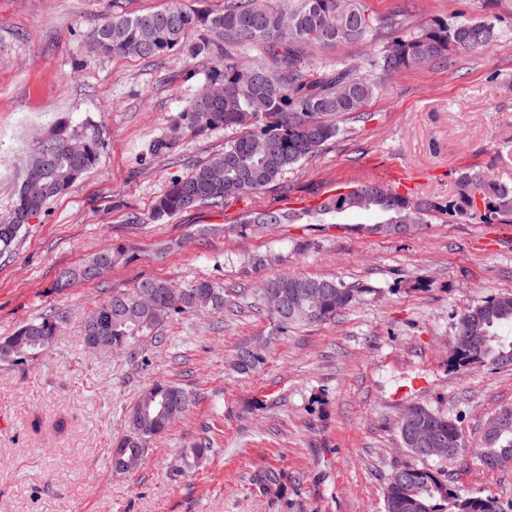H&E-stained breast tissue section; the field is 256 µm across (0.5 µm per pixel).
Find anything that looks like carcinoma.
<instances>
[{
    "mask_svg": "<svg viewBox=\"0 0 512 512\" xmlns=\"http://www.w3.org/2000/svg\"><path fill=\"white\" fill-rule=\"evenodd\" d=\"M380 21L371 16L364 0H224L214 12L202 0L186 6L172 0L166 8L138 15L115 13L90 35L91 45L107 56L151 58L181 45L193 31L205 30L224 43V59L212 84L223 88L213 99L199 94L178 116V127L195 136L224 127L239 134L225 143L224 151L197 164L171 181L157 197L149 220L162 221L188 209L219 207L235 195L252 194L277 181L288 170L315 155L341 132L346 117L361 120L362 108L376 94L383 77L402 69L449 61L451 52L488 48L500 37L489 19L463 18L453 24L435 23L417 33L394 37L369 70L349 64L318 72L311 55L322 47L355 42L373 35ZM261 49L274 61H242ZM80 143L81 151L69 146ZM104 148L99 130L87 124L77 130L59 123L28 158L26 173L8 215L0 218V254L11 250L27 218L65 195L96 168ZM442 211L459 219L483 223H512V177L491 178L474 169L461 171L457 195L441 206H422L377 183L350 187L328 196L317 215L366 211L380 217L359 226L366 232L403 234L428 223L429 212ZM310 212L267 211L251 215L246 223L272 229L296 224ZM133 259L127 247L114 243L75 267L62 272L55 290L103 279L113 267ZM368 288L335 279L282 274L261 284L259 297L276 293L279 305L267 307L276 330L322 324L356 302ZM224 286L197 279L182 288L169 281L146 278L126 289H114L85 317V336H106L115 354L132 351L143 339L160 341L159 329L183 315L224 312ZM63 316L49 309L0 338V363L17 364L46 353L61 331ZM468 331H458L454 359L464 366L512 365V341L499 329L512 324V294L488 298L461 318ZM266 344L240 348L232 360L239 374H251L264 364ZM192 398L175 383L156 380L142 389L125 415V430L112 450V469L130 473L140 467L148 445L166 433L189 410ZM416 425L431 431L461 455L466 445L456 422L424 405L409 408ZM496 414L509 426H486L474 449L480 465L499 470L512 465V407ZM399 435L407 452L419 461L430 459L416 443L405 419ZM207 437L180 449L187 469L200 466L212 452ZM384 512H502L491 496H463L448 487L440 473L426 466L404 464L394 469L384 489Z\"/></svg>",
    "mask_w": 512,
    "mask_h": 512,
    "instance_id": "carcinoma-1",
    "label": "carcinoma"
}]
</instances>
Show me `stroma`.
Here are the masks:
<instances>
[{
    "mask_svg": "<svg viewBox=\"0 0 512 512\" xmlns=\"http://www.w3.org/2000/svg\"><path fill=\"white\" fill-rule=\"evenodd\" d=\"M168 0H0V216L14 202L25 155L55 124L98 126V166L51 202L0 255V337L53 308L63 312L50 351L0 364V512H383V488L410 462L397 425L424 404L447 413L467 450L434 462L463 495L492 496L512 512V466L488 471L472 450L490 417L512 406V367L451 364L461 316L486 298L512 293V223L483 224L434 213L404 235L360 232L377 222L346 212L275 229L246 215L317 205L337 187L419 178L412 201L442 204L462 170L512 175V0H364L395 30L316 54L314 66L366 65L393 33L461 17L490 18L501 33L489 48L450 63L390 76L365 106V122L344 121L318 153L256 194L199 207L163 223L148 214L175 177L223 152L236 132L216 129L173 139L172 128L209 83L219 57L192 60L189 34L155 58L104 57L87 34L113 10L143 13ZM171 149L155 153L158 140ZM122 243L136 257L104 281L56 294L58 273ZM274 256L260 272L251 258ZM325 276L368 287L336 319L275 333L258 298L261 282L283 273ZM143 278L184 285L209 278L244 288L249 300L220 315L169 321L162 342L144 345L148 362L88 349L86 313L115 288ZM271 337L252 375L232 371L239 346ZM189 390L186 416L152 441L133 473L112 469L124 412L152 381ZM210 436L200 467L174 476L180 448ZM279 473L270 493L254 485Z\"/></svg>",
    "mask_w": 512,
    "mask_h": 512,
    "instance_id": "35a3bbf8",
    "label": "stroma"
}]
</instances>
